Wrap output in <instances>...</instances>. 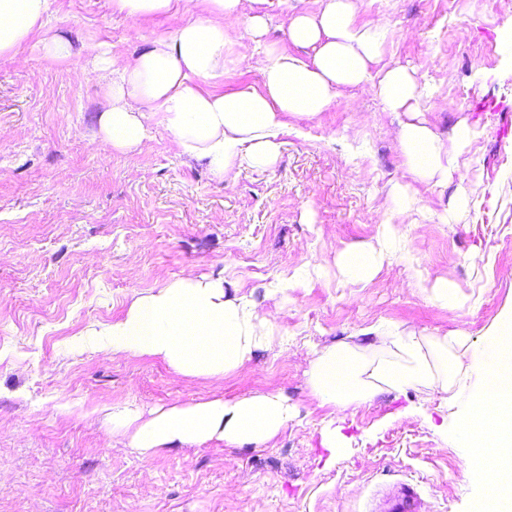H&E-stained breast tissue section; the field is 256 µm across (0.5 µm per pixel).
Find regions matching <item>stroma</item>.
<instances>
[{"label": "stroma", "instance_id": "35a3bbf8", "mask_svg": "<svg viewBox=\"0 0 512 512\" xmlns=\"http://www.w3.org/2000/svg\"><path fill=\"white\" fill-rule=\"evenodd\" d=\"M354 3L357 25L386 31L385 62L434 87L422 120L444 140L461 124L475 132L460 175L415 183L419 210L405 220L389 196L407 176L401 117L371 93L343 88L321 114L289 119L273 166L222 181L159 124L135 150H99L101 89L80 79V60L0 57V512H365L379 485L397 481L431 512H472L495 459L460 434L470 389L450 405L410 389L338 413L310 394L307 371L315 352L378 327L460 332L476 349L512 312V0ZM320 7L272 0L261 42L245 26L230 31L249 51L225 90L259 85L267 47L311 57L288 26ZM51 10L53 32L76 45L96 33L132 59L202 5L182 0L178 13L140 20L113 13L111 0H52ZM485 99L503 111L482 110ZM461 184L469 207L456 220ZM385 221L402 224L400 250L352 282L339 253L376 243ZM475 253L482 263H470ZM189 273L225 278L275 315L287 344L220 381L85 347L135 297ZM436 277L468 306L429 298L420 284ZM257 393L296 409L258 446L214 439L142 454L95 415Z\"/></svg>", "mask_w": 512, "mask_h": 512}]
</instances>
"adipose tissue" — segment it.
Masks as SVG:
<instances>
[{
    "instance_id": "adipose-tissue-1",
    "label": "adipose tissue",
    "mask_w": 512,
    "mask_h": 512,
    "mask_svg": "<svg viewBox=\"0 0 512 512\" xmlns=\"http://www.w3.org/2000/svg\"><path fill=\"white\" fill-rule=\"evenodd\" d=\"M204 2L205 15L174 32L153 34L148 49L123 60L98 36H87L76 46L49 33L51 0H0V57H16L28 49L54 62L84 57L82 77L102 88L99 141L104 147L133 150L155 122L169 130L184 154L223 179L251 165H272L288 118L316 116L331 105L338 88L366 86L389 111L410 116L400 130L409 173L437 185L447 183L471 142V130L458 127L449 142H442L416 117L421 75L404 66L372 72L387 36L356 26L353 0H322L318 12L291 19V41L313 48L312 60L267 48L260 87L231 92L222 88L225 72L237 59L228 48L229 31L243 22L251 38L260 40L270 0ZM385 257L382 247H349L340 253L338 264L354 281L366 282ZM280 338L273 317L261 314L248 298L231 294L223 278L191 276L136 298L107 333L113 352L156 357L181 376L213 380L243 367ZM466 353L465 338L457 333H380L365 344L342 342L319 352L310 363L307 382L316 399L341 412L411 387L435 390L448 402L461 385L460 358ZM478 368L476 400L461 433L474 435L475 421L482 420L489 424L484 437L510 435L512 318L485 340ZM292 417V407L279 394L173 405L146 416L116 407L108 415L113 431L141 452L212 439L261 445Z\"/></svg>"
}]
</instances>
